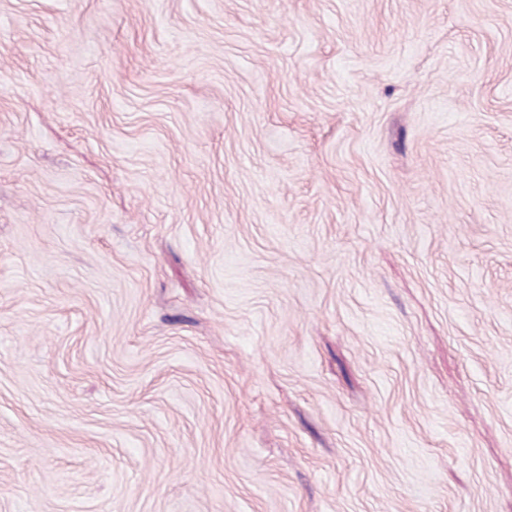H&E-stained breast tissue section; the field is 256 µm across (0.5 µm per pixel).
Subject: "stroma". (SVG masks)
<instances>
[{"label": "stroma", "mask_w": 512, "mask_h": 512, "mask_svg": "<svg viewBox=\"0 0 512 512\" xmlns=\"http://www.w3.org/2000/svg\"><path fill=\"white\" fill-rule=\"evenodd\" d=\"M0 512H512V0H0Z\"/></svg>", "instance_id": "35a3bbf8"}]
</instances>
